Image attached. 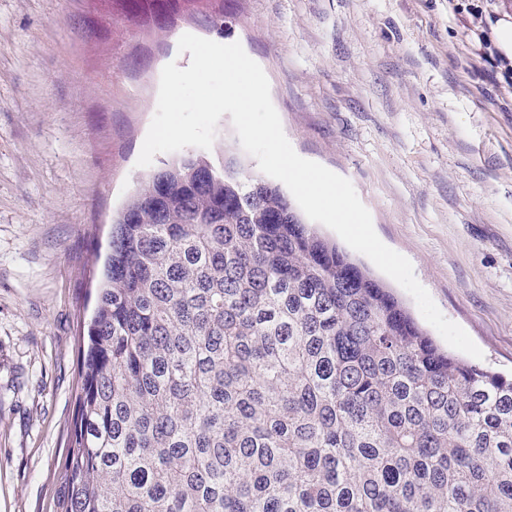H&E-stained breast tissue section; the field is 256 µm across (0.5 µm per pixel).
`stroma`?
Instances as JSON below:
<instances>
[{"label":"stroma","instance_id":"obj_1","mask_svg":"<svg viewBox=\"0 0 512 512\" xmlns=\"http://www.w3.org/2000/svg\"><path fill=\"white\" fill-rule=\"evenodd\" d=\"M186 33L242 45L295 152L352 182L479 366L512 375V89L448 0H204L163 38L117 0H0V512H52L112 219L174 159L137 164ZM228 151L257 170L226 114L195 154Z\"/></svg>","mask_w":512,"mask_h":512}]
</instances>
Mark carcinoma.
Instances as JSON below:
<instances>
[{"label":"carcinoma","mask_w":512,"mask_h":512,"mask_svg":"<svg viewBox=\"0 0 512 512\" xmlns=\"http://www.w3.org/2000/svg\"><path fill=\"white\" fill-rule=\"evenodd\" d=\"M153 20L200 0H122ZM53 512H512V379L224 157L113 221Z\"/></svg>","instance_id":"cac0c4a2"}]
</instances>
